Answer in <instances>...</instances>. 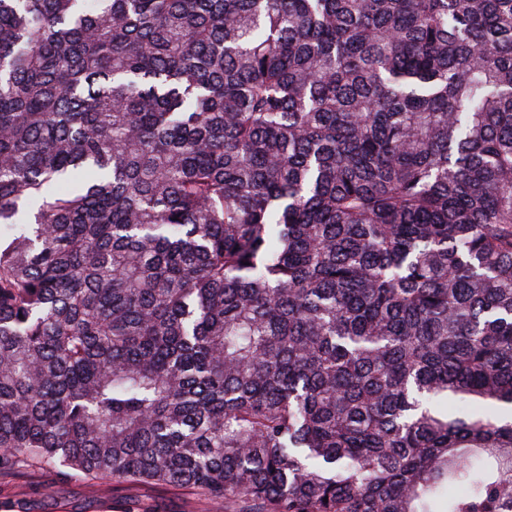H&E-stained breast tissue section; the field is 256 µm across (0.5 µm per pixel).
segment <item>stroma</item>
I'll return each mask as SVG.
<instances>
[{
	"label": "stroma",
	"mask_w": 512,
	"mask_h": 512,
	"mask_svg": "<svg viewBox=\"0 0 512 512\" xmlns=\"http://www.w3.org/2000/svg\"><path fill=\"white\" fill-rule=\"evenodd\" d=\"M0 512H220L188 491L76 480L51 468L0 476Z\"/></svg>",
	"instance_id": "stroma-1"
}]
</instances>
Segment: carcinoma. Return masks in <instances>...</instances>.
Segmentation results:
<instances>
[{
    "label": "carcinoma",
    "mask_w": 512,
    "mask_h": 512,
    "mask_svg": "<svg viewBox=\"0 0 512 512\" xmlns=\"http://www.w3.org/2000/svg\"><path fill=\"white\" fill-rule=\"evenodd\" d=\"M512 0H0V474L224 512H512Z\"/></svg>",
    "instance_id": "obj_1"
}]
</instances>
